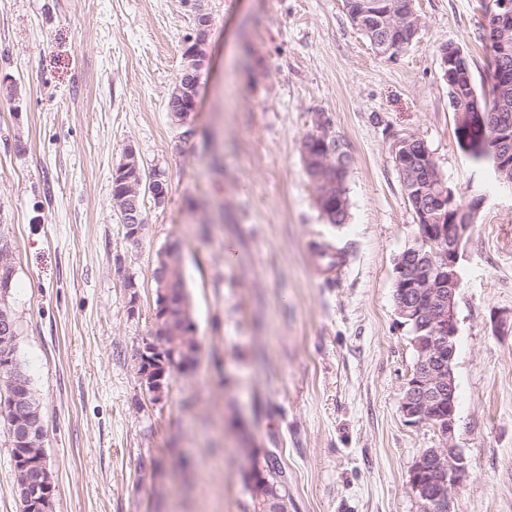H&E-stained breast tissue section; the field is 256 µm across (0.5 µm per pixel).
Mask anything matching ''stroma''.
Here are the masks:
<instances>
[{
  "mask_svg": "<svg viewBox=\"0 0 512 512\" xmlns=\"http://www.w3.org/2000/svg\"><path fill=\"white\" fill-rule=\"evenodd\" d=\"M485 3L415 0L421 30L388 58L342 0H202L198 106L177 125L184 0H0V82L16 88L0 93V235L53 512H243L253 448L278 457L288 512H422L410 471L443 439L400 407L416 357L394 265L417 226L394 146L409 135L483 199L459 262L454 512H512V191L459 148L439 56L461 45L488 93ZM320 116L351 157L342 225L302 158ZM129 147L169 185L164 204L146 198L136 245L112 206ZM174 241L200 353L154 404L136 352Z\"/></svg>",
  "mask_w": 512,
  "mask_h": 512,
  "instance_id": "stroma-1",
  "label": "stroma"
}]
</instances>
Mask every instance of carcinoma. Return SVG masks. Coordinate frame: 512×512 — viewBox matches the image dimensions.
I'll use <instances>...</instances> for the list:
<instances>
[{
	"instance_id": "obj_1",
	"label": "carcinoma",
	"mask_w": 512,
	"mask_h": 512,
	"mask_svg": "<svg viewBox=\"0 0 512 512\" xmlns=\"http://www.w3.org/2000/svg\"><path fill=\"white\" fill-rule=\"evenodd\" d=\"M368 0H343L349 21L354 29L360 32L370 43L375 53L384 56L387 52V34L390 23L382 18H371L364 14L363 5ZM445 81L457 84L461 92L469 96L476 94L480 107H485V99L476 93L473 85L470 66L451 67L446 72ZM492 94L498 96L504 119L512 117V80L499 85L492 84ZM469 141L483 144L486 150L474 160L478 165L486 161H494V150L497 149L493 133L480 128L470 129ZM332 153L331 165L316 169L312 165L305 166L307 174L316 191V200L322 217L328 224H343L349 214V199L346 188L347 169L350 157L342 140L331 136L328 139ZM417 147L411 145L406 152L405 176L401 177L404 193L411 202L413 212L418 213L429 204L427 196L420 194L419 186L429 182L430 175L423 168L415 165ZM166 273L164 278L154 280L156 296L165 301L164 309L169 314L162 317L152 315L151 328L148 333L156 334L162 339L165 357L175 364V369L185 371L195 366L200 345L193 335L191 317V296L183 271V257L180 243L169 244L164 261ZM18 385L27 389L28 399L33 409L40 410L32 383L18 361L7 369H0V391L10 385ZM251 479L244 481V489L248 499L246 512H287L288 497L285 488L283 471L276 455L259 448L251 450Z\"/></svg>"
}]
</instances>
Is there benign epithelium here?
Wrapping results in <instances>:
<instances>
[{
  "mask_svg": "<svg viewBox=\"0 0 512 512\" xmlns=\"http://www.w3.org/2000/svg\"><path fill=\"white\" fill-rule=\"evenodd\" d=\"M195 28L183 43V71L170 92L173 100L189 101L196 105L199 85L193 70L204 66L205 57L200 53L205 44L211 17L201 3L194 8ZM365 13L389 19L391 26L407 23L417 16L412 0H370ZM488 27L492 30L491 43L504 41L512 36V0H492L486 6ZM471 123H479L493 130L496 136L508 135L502 116L496 112L476 110L468 114ZM141 184L132 183L119 204L121 223L126 238L138 243L145 226L140 208ZM433 203L422 210L424 223L418 225L416 241L422 247H431L416 258L403 254L396 259L397 314L425 324L430 330L429 341L417 336L412 344L421 353L414 372L401 400V411L413 423L434 422V427L445 441V447L433 449L430 501L440 512H452L453 489L460 483L467 470L463 452L454 442L456 413L455 378L452 362L457 335L456 293L460 287L458 264L460 248L472 225L457 223L461 209L456 207L455 195L445 187L440 177H434ZM146 194L160 204L168 194V183L161 178H150ZM161 342L152 337L142 341L138 349V362L144 365V380L150 393L163 394L164 380L170 363L160 354ZM448 395V415L436 413L439 397ZM0 406L6 408L14 419L15 464L26 472L22 497L33 512H47L55 498V488L43 479L47 458L34 457L26 449L33 447V431L39 414L26 399V391L11 385L0 393Z\"/></svg>",
  "mask_w": 512,
  "mask_h": 512,
  "instance_id": "obj_1",
  "label": "benign epithelium"
}]
</instances>
